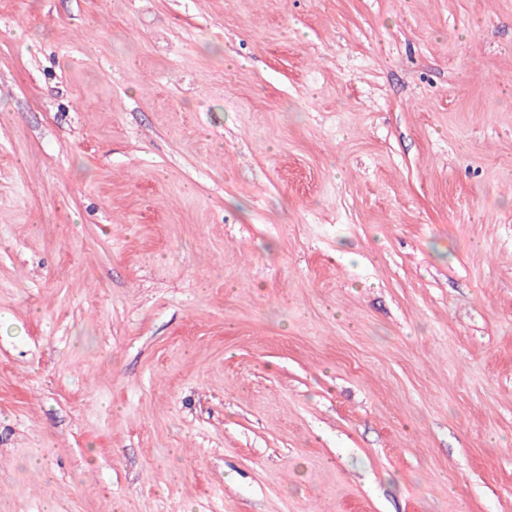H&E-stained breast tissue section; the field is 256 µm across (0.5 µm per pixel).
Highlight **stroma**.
Segmentation results:
<instances>
[{"label": "stroma", "mask_w": 512, "mask_h": 512, "mask_svg": "<svg viewBox=\"0 0 512 512\" xmlns=\"http://www.w3.org/2000/svg\"><path fill=\"white\" fill-rule=\"evenodd\" d=\"M0 512H512V0H0Z\"/></svg>", "instance_id": "35a3bbf8"}]
</instances>
